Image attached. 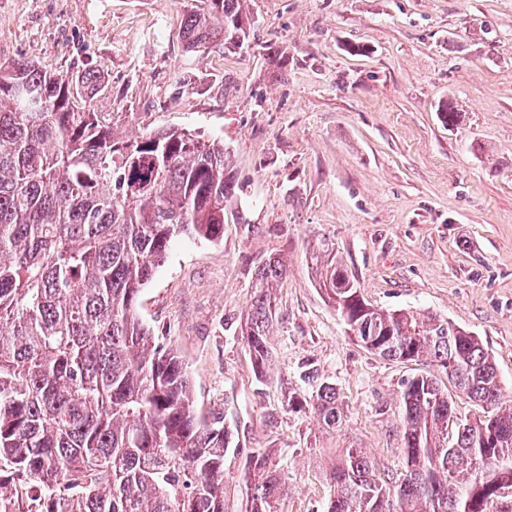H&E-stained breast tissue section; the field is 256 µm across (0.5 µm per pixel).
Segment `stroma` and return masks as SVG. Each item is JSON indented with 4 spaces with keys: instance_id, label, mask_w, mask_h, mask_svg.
I'll return each mask as SVG.
<instances>
[{
    "instance_id": "35a3bbf8",
    "label": "stroma",
    "mask_w": 512,
    "mask_h": 512,
    "mask_svg": "<svg viewBox=\"0 0 512 512\" xmlns=\"http://www.w3.org/2000/svg\"><path fill=\"white\" fill-rule=\"evenodd\" d=\"M191 6L0 0V63L97 68L91 109L126 135L173 126L223 139L238 186L224 236L176 239L138 313L234 435L226 512H245L246 462L260 452L285 484L279 512H323L346 449L399 474L403 384L440 370L356 341L314 282L320 245L367 303L478 336L512 400V0H250V38L232 53L220 41L185 49ZM271 255L288 275L259 378L240 324ZM310 367L336 387V427L288 407L315 392Z\"/></svg>"
}]
</instances>
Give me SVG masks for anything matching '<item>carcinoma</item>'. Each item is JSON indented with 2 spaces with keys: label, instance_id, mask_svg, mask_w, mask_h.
Returning a JSON list of instances; mask_svg holds the SVG:
<instances>
[{
  "label": "carcinoma",
  "instance_id": "cac0c4a2",
  "mask_svg": "<svg viewBox=\"0 0 512 512\" xmlns=\"http://www.w3.org/2000/svg\"><path fill=\"white\" fill-rule=\"evenodd\" d=\"M247 2L198 0L185 48L241 47ZM101 89L93 67L74 80L29 61L0 65V512H224L234 436L199 411L181 356L149 345L137 309L175 238L224 236L230 154L174 127L124 136L89 109ZM312 270L366 349L432 360L482 409L462 421L436 377L406 381L403 472L383 478L365 451L347 449L325 512H487L507 498L498 461L512 462V407L483 342L446 319L366 303L328 245ZM286 272L278 256L254 272L241 336L258 378ZM337 400L322 382L289 406L333 427ZM473 457L487 459L483 471ZM245 478V512H276L283 485L270 458L251 456Z\"/></svg>",
  "mask_w": 512,
  "mask_h": 512
}]
</instances>
